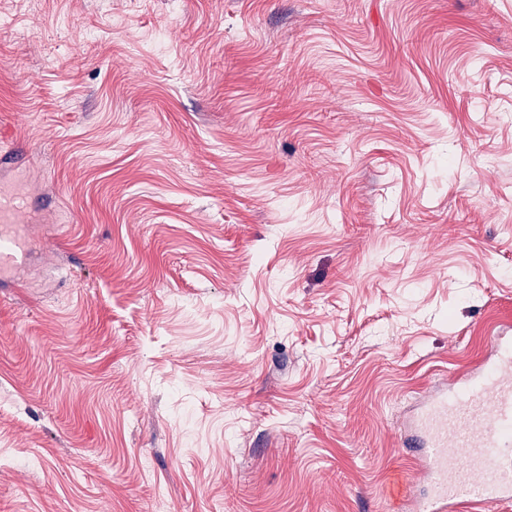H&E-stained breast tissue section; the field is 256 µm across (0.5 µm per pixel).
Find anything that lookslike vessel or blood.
Instances as JSON below:
<instances>
[{
	"label": "vessel or blood",
	"instance_id": "1",
	"mask_svg": "<svg viewBox=\"0 0 512 512\" xmlns=\"http://www.w3.org/2000/svg\"><path fill=\"white\" fill-rule=\"evenodd\" d=\"M15 210L0 197V234L17 243L26 231ZM489 342L492 356L428 400L402 437L426 475L421 512H489L512 501V336Z\"/></svg>",
	"mask_w": 512,
	"mask_h": 512
}]
</instances>
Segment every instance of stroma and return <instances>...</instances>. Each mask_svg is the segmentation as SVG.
I'll list each match as a JSON object with an SVG mask.
<instances>
[{"mask_svg":"<svg viewBox=\"0 0 512 512\" xmlns=\"http://www.w3.org/2000/svg\"><path fill=\"white\" fill-rule=\"evenodd\" d=\"M0 512H397L512 329V0H0ZM16 206L15 201L10 197H0V235L9 237L19 249V252H0V265L2 267L17 265L26 257V251L20 243V240H23L26 235V229L20 228L15 224Z\"/></svg>","mask_w":512,"mask_h":512,"instance_id":"1","label":"stroma"}]
</instances>
